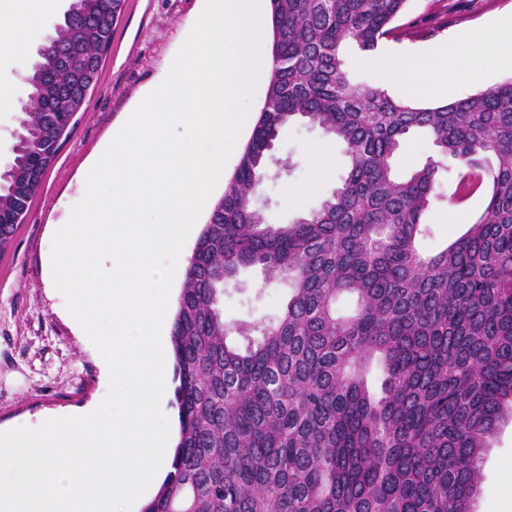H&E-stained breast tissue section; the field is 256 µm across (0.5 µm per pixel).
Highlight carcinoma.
I'll use <instances>...</instances> for the list:
<instances>
[{"mask_svg":"<svg viewBox=\"0 0 512 512\" xmlns=\"http://www.w3.org/2000/svg\"><path fill=\"white\" fill-rule=\"evenodd\" d=\"M275 69L224 195L187 259L171 328L179 433L141 512H472L481 455L512 418V80L466 98L396 100L345 66L375 51L408 0H269ZM124 0H70L24 76L29 102L0 173V248L24 222L97 87ZM306 119L345 146L349 171L318 210L266 224L255 199L280 133ZM411 132L435 154L405 177ZM487 190L483 212L436 254L425 213ZM259 266L290 295L261 339L228 343L224 284ZM344 293L350 316L336 312ZM378 361L381 396L365 376Z\"/></svg>","mask_w":512,"mask_h":512,"instance_id":"carcinoma-1","label":"carcinoma"}]
</instances>
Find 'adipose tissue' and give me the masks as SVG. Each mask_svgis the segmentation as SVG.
<instances>
[{"mask_svg": "<svg viewBox=\"0 0 512 512\" xmlns=\"http://www.w3.org/2000/svg\"><path fill=\"white\" fill-rule=\"evenodd\" d=\"M59 0H0V27L22 33L30 29L42 14L55 11ZM458 53L456 45L432 50L425 64L382 58L371 65L373 82L387 87L400 82L408 97L421 98L447 93L452 77V63Z\"/></svg>", "mask_w": 512, "mask_h": 512, "instance_id": "adipose-tissue-1", "label": "adipose tissue"}]
</instances>
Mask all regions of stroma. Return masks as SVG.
<instances>
[{"instance_id":"obj_1","label":"stroma","mask_w":512,"mask_h":512,"mask_svg":"<svg viewBox=\"0 0 512 512\" xmlns=\"http://www.w3.org/2000/svg\"><path fill=\"white\" fill-rule=\"evenodd\" d=\"M69 6L42 16L27 34L28 50L16 53L0 42V81L11 87L12 105L0 109V171L7 166L14 145L13 131L29 87L24 76L38 48L63 20ZM205 6L204 0H125L112 35V47L102 63L98 87L84 112L76 116L70 138L48 172L30 210L13 239L0 249V432L24 422H43L100 405L109 379L98 348L72 318L64 295L54 287L53 237L68 223L82 199L81 177L113 131L124 121L152 85L170 70L174 58ZM512 16V0H409L398 20L395 36L385 39L380 52L424 54L431 46L461 40L453 63L451 99H460L512 78V68L500 65L493 47L498 21ZM480 31V42L464 43L466 31ZM477 57L481 78L473 80L468 59ZM322 148L327 168L322 181L304 196L301 206L289 204L290 191L312 184V148ZM291 160L289 178L264 179L257 205L268 225L295 222L317 209L348 172L343 145L327 138L312 123L299 120L282 132L269 168ZM486 196H468L459 205L443 202L426 214L430 234L421 241L434 253L459 237L468 222L480 215ZM288 298L286 282L268 281L257 267L240 272L224 287V320L248 328L245 336L231 335L230 344L245 347L258 340L261 328L276 320ZM482 479L473 512H512V421L500 428L481 465Z\"/></svg>"}]
</instances>
